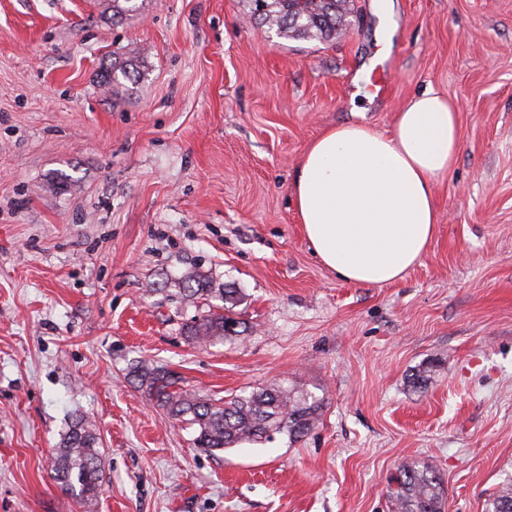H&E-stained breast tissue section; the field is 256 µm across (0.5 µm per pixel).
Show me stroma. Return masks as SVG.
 <instances>
[{
    "mask_svg": "<svg viewBox=\"0 0 512 512\" xmlns=\"http://www.w3.org/2000/svg\"><path fill=\"white\" fill-rule=\"evenodd\" d=\"M137 3L115 24L106 0H0V512H389L420 462L446 512H484L512 479V0H392L387 20L352 0L326 42L255 23L250 0ZM130 49L142 77L108 92ZM427 86L461 104L435 237L402 280L346 282L304 237L296 165L329 126L389 131ZM190 269L240 289V336H184L205 312ZM141 363L215 401L304 390L320 414L208 451ZM79 415L99 437L90 511L51 469Z\"/></svg>",
    "mask_w": 512,
    "mask_h": 512,
    "instance_id": "35a3bbf8",
    "label": "stroma"
}]
</instances>
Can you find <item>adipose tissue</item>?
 <instances>
[{
	"mask_svg": "<svg viewBox=\"0 0 512 512\" xmlns=\"http://www.w3.org/2000/svg\"><path fill=\"white\" fill-rule=\"evenodd\" d=\"M459 106L432 90L412 96L390 132L361 123L323 130L293 179L296 215L314 255L344 281L402 279L441 219L434 190L460 152Z\"/></svg>",
	"mask_w": 512,
	"mask_h": 512,
	"instance_id": "ef3b65f1",
	"label": "adipose tissue"
}]
</instances>
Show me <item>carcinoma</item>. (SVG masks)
<instances>
[{"label":"carcinoma","mask_w":512,"mask_h":512,"mask_svg":"<svg viewBox=\"0 0 512 512\" xmlns=\"http://www.w3.org/2000/svg\"><path fill=\"white\" fill-rule=\"evenodd\" d=\"M251 2L260 25L295 39H334L349 25L346 0ZM138 10L136 0H112V21ZM182 285L190 297L206 301L215 296L223 302L217 310L211 309L185 325L184 334L191 342L210 345L236 333L229 312L242 301L237 289L211 288L195 270L182 275ZM134 377L169 415L196 427V443L211 450L232 448L243 441L264 443L277 433L300 436L311 429L320 408L319 401L310 395L281 386L232 395L216 403L178 386V378L163 368L141 365ZM97 444L95 424L79 417L65 434L53 461L56 480L64 492L88 504L96 500L99 490ZM389 499L390 512H445V489L428 464L400 470ZM485 512H512V480L486 499Z\"/></svg>","instance_id":"1"}]
</instances>
